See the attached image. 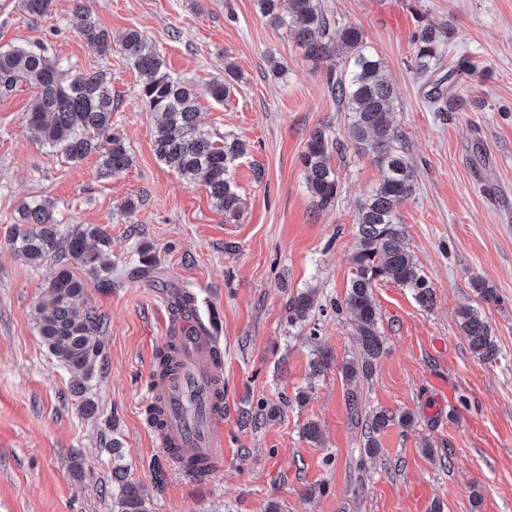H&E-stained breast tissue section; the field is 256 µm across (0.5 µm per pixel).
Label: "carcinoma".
Here are the masks:
<instances>
[{"mask_svg":"<svg viewBox=\"0 0 512 512\" xmlns=\"http://www.w3.org/2000/svg\"><path fill=\"white\" fill-rule=\"evenodd\" d=\"M262 15L291 31L304 53L314 59L345 61L339 73H330L329 91L347 112V142L358 151L371 150L381 180L358 207L357 229L360 249L352 264L355 273L343 304L352 316L353 342L359 357L340 365L344 380L369 378L387 354L386 338L380 331V314L373 299L379 278L390 279L412 292L423 307L433 305L434 292L428 277L406 244L403 225L398 223L399 204L415 188V170L406 153L399 149L401 134L394 126V88L382 76V65L372 51L364 31L355 24L335 25L321 0H256ZM53 0H17L24 13H50ZM75 10L83 18L82 35L99 56L112 54L110 34L98 26L86 5L76 0ZM447 33L433 25L418 26L413 37L412 68L416 75L433 83L434 100L444 95L446 76H436L448 54ZM121 51L143 76L141 96L157 116L153 150L159 161L183 176L203 179L213 206L224 216L239 215L241 198L231 172L246 154L245 143L226 134L216 140L197 123L196 91L174 76L163 59L140 32L130 30L122 37ZM237 78L236 67L228 63L224 80L211 87L214 100L227 99ZM26 84L34 100L24 120L28 130L44 145L76 162L98 155L100 174L115 176L125 171L132 158L120 137L112 133V83L103 71L65 73L41 43L0 49V94ZM339 142L325 128L314 130L306 143L303 165L308 190L319 209L331 206L338 183L330 159ZM96 245H90V242ZM9 243L34 264L55 258L58 271L49 283L47 301L35 308V321L44 346L60 364L85 382L93 378L102 352L101 318L91 307L78 269L94 277L98 287L112 289V268L101 261V248L111 244L107 230L89 224L71 231L61 227L52 206L33 202L21 209L19 222L10 226ZM480 300L495 303L494 289L480 278L472 280ZM314 292L303 291L289 306L288 321L308 318L314 306ZM459 327L472 353L484 361L497 355L490 328L480 313L470 307L458 311ZM351 418L361 427V457L381 452L380 434L390 426H409V411L399 414L380 410L362 414L352 403ZM112 480L119 487L117 512H148L141 488L128 480L121 464L119 444L112 443Z\"/></svg>","mask_w":512,"mask_h":512,"instance_id":"cac0c4a2","label":"carcinoma"}]
</instances>
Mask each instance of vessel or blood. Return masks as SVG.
I'll list each match as a JSON object with an SVG mask.
<instances>
[{
  "mask_svg": "<svg viewBox=\"0 0 512 512\" xmlns=\"http://www.w3.org/2000/svg\"><path fill=\"white\" fill-rule=\"evenodd\" d=\"M199 321L195 309L170 317L174 367L149 376L146 427L181 470L206 476L224 459V361Z\"/></svg>",
  "mask_w": 512,
  "mask_h": 512,
  "instance_id": "vessel-or-blood-1",
  "label": "vessel or blood"
}]
</instances>
